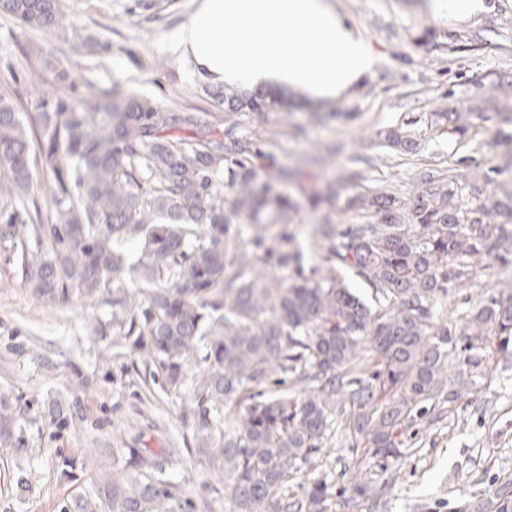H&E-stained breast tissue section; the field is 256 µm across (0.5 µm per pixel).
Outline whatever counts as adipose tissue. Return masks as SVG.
Wrapping results in <instances>:
<instances>
[{"label":"adipose tissue","instance_id":"obj_1","mask_svg":"<svg viewBox=\"0 0 512 512\" xmlns=\"http://www.w3.org/2000/svg\"><path fill=\"white\" fill-rule=\"evenodd\" d=\"M176 41L212 81L284 84L323 100L353 88L375 63L325 0H198Z\"/></svg>","mask_w":512,"mask_h":512}]
</instances>
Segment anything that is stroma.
<instances>
[{
  "instance_id": "1",
  "label": "stroma",
  "mask_w": 512,
  "mask_h": 512,
  "mask_svg": "<svg viewBox=\"0 0 512 512\" xmlns=\"http://www.w3.org/2000/svg\"><path fill=\"white\" fill-rule=\"evenodd\" d=\"M368 43L375 66L353 91L334 100L304 97L289 115L239 113L221 124L225 137L250 142L258 183L280 181L283 170L318 172L319 183L345 177L344 192L319 205L303 204L294 223L272 224V239L306 242L315 223L363 222L346 197L371 190L409 195L421 171L477 166L492 181L481 201L492 204L512 184V142L496 143V129L512 131V0H485L484 13L452 20L435 0H326ZM68 28L43 33L21 27L0 13V93L20 91L21 111H35L57 90L67 70L74 95L87 84L190 112H212L214 82L183 56L175 33L195 0H62ZM492 107L483 129L467 137L436 124L439 112ZM322 113L323 121L309 115ZM410 125L421 143L415 155L382 145L379 130ZM332 150L336 159L319 169L315 158ZM512 285V263L480 273L472 288L446 301L448 311ZM107 312L80 298L48 305L33 296L18 274V260L0 251V394L23 416L9 441L0 439V502L11 512H57L75 487L95 493L105 472L121 468L124 451L172 448L168 469L192 501L206 499V512H230L223 475L196 461L195 442L182 411L187 390L167 394L146 384L144 365H133L117 336L96 327ZM66 401L64 426L42 413L47 400ZM77 467L63 472L59 456ZM356 453L349 435L329 436L316 458L315 476L326 479L332 512H344L345 468ZM396 484L382 500H362L358 512H456L475 498L491 496L512 474V356L498 357L476 378L463 399L408 437L405 455L391 465ZM27 472L29 492L16 495L13 474Z\"/></svg>"
}]
</instances>
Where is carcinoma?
<instances>
[{
    "instance_id": "obj_1",
    "label": "carcinoma",
    "mask_w": 512,
    "mask_h": 512,
    "mask_svg": "<svg viewBox=\"0 0 512 512\" xmlns=\"http://www.w3.org/2000/svg\"><path fill=\"white\" fill-rule=\"evenodd\" d=\"M0 12L25 28L64 25L60 0H0ZM230 117L288 113L281 90L241 96L211 92ZM465 135L485 112H440ZM412 154L416 137L399 126L380 132ZM250 144L231 145L197 112H172L131 96L88 88L22 112L0 94V248L21 252L24 284L44 303L77 293L108 309L129 353L163 387L190 386L183 420L207 466L224 472L233 512H328L329 486L311 477L299 498L279 494L313 465L336 417L366 459L403 456L407 436L440 407L456 404L488 366L487 345L512 352V291L440 315L442 300L473 284L479 268L512 255V193L493 206L474 202L488 176L428 172L413 198L376 192L348 199L374 222L316 224L306 246L266 244V224L292 223L296 207L256 184ZM229 190H224V173ZM52 192L44 223L38 186ZM241 216L251 218L243 226ZM248 235L288 269L269 274L240 249ZM140 241L133 263L115 243ZM320 263L305 268V251ZM373 291L369 304L348 275ZM20 415L0 395V437ZM174 448L127 449L122 470L98 494L77 492L59 512H193L168 478ZM357 464L344 507L383 496L396 472ZM462 512H512V485Z\"/></svg>"
}]
</instances>
